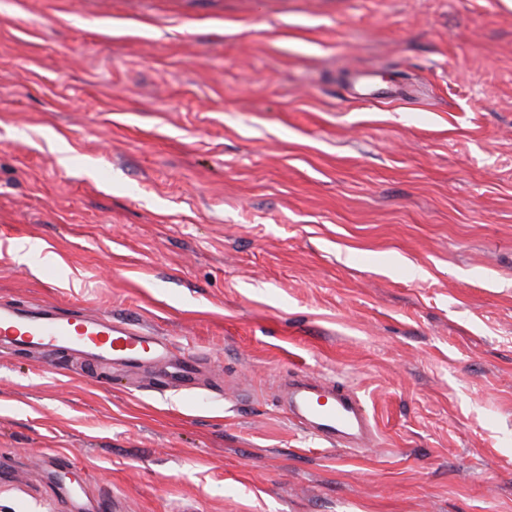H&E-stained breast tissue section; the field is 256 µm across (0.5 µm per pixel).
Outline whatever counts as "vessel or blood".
<instances>
[{
  "instance_id": "obj_1",
  "label": "vessel or blood",
  "mask_w": 512,
  "mask_h": 512,
  "mask_svg": "<svg viewBox=\"0 0 512 512\" xmlns=\"http://www.w3.org/2000/svg\"><path fill=\"white\" fill-rule=\"evenodd\" d=\"M0 343L34 347L52 356L59 349L97 353L100 359L137 365L160 361L170 344L141 329L81 311L59 312L50 306L15 308L0 303ZM330 398L320 399L311 385L296 386L289 408L307 434L345 448L365 447L372 436L369 416L355 391L330 383Z\"/></svg>"
}]
</instances>
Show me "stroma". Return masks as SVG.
<instances>
[{
	"mask_svg": "<svg viewBox=\"0 0 512 512\" xmlns=\"http://www.w3.org/2000/svg\"><path fill=\"white\" fill-rule=\"evenodd\" d=\"M0 300L201 378L1 346L0 512H512V7L0 0ZM312 389L309 384L296 385L289 396V408L305 424L303 431L332 445L365 448L372 437V427L355 391L346 384L332 382V397L321 402Z\"/></svg>",
	"mask_w": 512,
	"mask_h": 512,
	"instance_id": "1",
	"label": "stroma"
}]
</instances>
